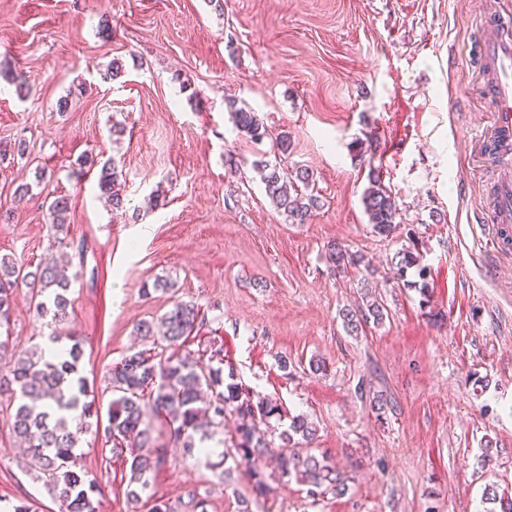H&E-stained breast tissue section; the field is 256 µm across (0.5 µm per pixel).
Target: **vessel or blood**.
I'll return each mask as SVG.
<instances>
[{
  "instance_id": "1",
  "label": "vessel or blood",
  "mask_w": 512,
  "mask_h": 512,
  "mask_svg": "<svg viewBox=\"0 0 512 512\" xmlns=\"http://www.w3.org/2000/svg\"><path fill=\"white\" fill-rule=\"evenodd\" d=\"M479 42L495 101L490 147L502 161L489 204L492 229L499 232L512 225V14H497L481 24Z\"/></svg>"
}]
</instances>
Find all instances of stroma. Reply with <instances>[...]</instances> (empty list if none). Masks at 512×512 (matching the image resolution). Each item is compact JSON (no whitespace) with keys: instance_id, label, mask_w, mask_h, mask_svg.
<instances>
[{"instance_id":"1","label":"stroma","mask_w":512,"mask_h":512,"mask_svg":"<svg viewBox=\"0 0 512 512\" xmlns=\"http://www.w3.org/2000/svg\"><path fill=\"white\" fill-rule=\"evenodd\" d=\"M508 9L512 0H0V68L23 71L32 88L23 98L0 78V257L32 269L65 256L77 275L68 328L97 405L112 398L103 379L134 324L191 300L207 320L190 349L222 347L238 381L279 405L271 426L306 414L318 438L297 451L330 454L354 478L346 495L315 504L292 478L264 498L241 473L225 481L219 455L197 463L171 447L151 491L178 512L194 492L207 512L244 501L250 512H483L486 484L512 488V254L478 241L497 161L477 140L494 102L476 45L482 16ZM116 57L126 73L112 82L103 74ZM230 99L269 138L242 136ZM115 123L125 136L112 135ZM283 131L291 143L278 156L271 138ZM105 156L126 176L122 215L101 199L96 171H79ZM261 160L312 173L310 223L271 203ZM372 168L400 208L387 239L361 202ZM59 195L70 202L63 249L48 220ZM334 242L362 265L337 272ZM411 244L428 268L424 296L395 275ZM368 266L385 317L351 336L341 311L360 303ZM158 276L175 293L143 295ZM49 332L20 289L11 345ZM313 359L327 371L311 373ZM489 440L498 454L485 467ZM77 455L102 489L98 512H149L128 498V469L103 431L83 433ZM22 501L65 512L0 426V505Z\"/></svg>"}]
</instances>
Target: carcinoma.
I'll return each instance as SVG.
<instances>
[{"label": "carcinoma", "instance_id": "1", "mask_svg": "<svg viewBox=\"0 0 512 512\" xmlns=\"http://www.w3.org/2000/svg\"><path fill=\"white\" fill-rule=\"evenodd\" d=\"M228 108L236 129L252 141L261 142L269 136L255 112L237 107L234 100L228 102ZM255 168L275 207L293 224L309 223L318 200L299 188L301 183L308 184V170H297L291 178L268 161L256 162ZM125 184L123 171L113 160H107L98 188L115 212L125 209ZM362 203L378 235L388 237L399 228L398 205L381 183L379 172L369 173ZM48 210L50 228L57 233L68 232L67 198L55 197ZM330 259L338 270L361 263L360 256L337 243L330 246ZM397 268L401 279L414 270L422 280L420 293L426 295L427 267L421 253L411 247L398 252ZM22 286L29 289L32 297L40 298L36 303L39 316L51 315V323L56 326L68 320V266L51 258L28 271L12 258L1 257L0 328L9 327L13 295ZM343 318L348 332L357 334L370 322L383 319V305L375 299L364 308L345 311ZM205 324V313L198 305L174 301L160 320L162 336H156L152 322L142 321L135 327L136 335L152 349L128 352L108 373L107 390L112 393V400L107 409L105 435L112 443V455L124 457L129 464L127 495L134 503L149 488L150 473L165 454V444L160 442L164 436L182 448L185 457L199 462L213 453L204 442L231 416L235 421V434L231 437L234 453L221 452L222 460L237 456L253 464L272 455L276 437L286 445L296 435L307 442L315 435L313 423L302 415L292 417L287 429L275 433L269 419L277 415L278 405L255 397L236 381L234 371H224L222 349L214 350L206 360L186 349L188 339ZM9 339L8 335L0 338V395L8 393L16 403L6 421L10 436L25 447L66 512H97L94 495L100 493V488L86 480L77 468L80 435L91 426L89 419L99 417V407L90 398L87 380L78 368L80 339L52 330L48 343L60 351L49 356L39 347L12 351ZM154 416L164 418L167 432L155 430ZM277 465L281 476L293 475L306 486L307 496L314 502L328 494L343 496L348 492L350 477L323 453L280 456ZM248 476L257 494L268 497L275 492L273 475L253 466ZM483 500L491 505L486 512H512V496L494 485L485 488Z\"/></svg>", "mask_w": 512, "mask_h": 512}]
</instances>
